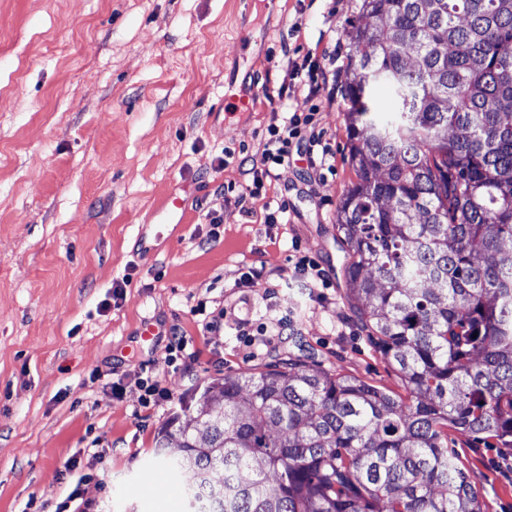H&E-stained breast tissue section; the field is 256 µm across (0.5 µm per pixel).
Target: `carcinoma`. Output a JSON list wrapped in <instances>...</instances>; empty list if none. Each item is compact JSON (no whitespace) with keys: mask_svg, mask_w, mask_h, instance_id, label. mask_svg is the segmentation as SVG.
Segmentation results:
<instances>
[{"mask_svg":"<svg viewBox=\"0 0 512 512\" xmlns=\"http://www.w3.org/2000/svg\"><path fill=\"white\" fill-rule=\"evenodd\" d=\"M348 39L344 277L407 398L292 358L207 386L155 444L187 512H482L448 429L512 447V0H361Z\"/></svg>","mask_w":512,"mask_h":512,"instance_id":"carcinoma-1","label":"carcinoma"}]
</instances>
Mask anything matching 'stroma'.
Segmentation results:
<instances>
[{
	"mask_svg": "<svg viewBox=\"0 0 512 512\" xmlns=\"http://www.w3.org/2000/svg\"><path fill=\"white\" fill-rule=\"evenodd\" d=\"M359 4L0 0V512H75V488L95 512H183L158 432L208 384L296 355L238 335L289 309L324 371L401 392L354 313L336 225L356 180L343 84ZM307 56L327 72L313 96L291 74ZM283 88L292 109L317 108L331 166L298 157L260 198L224 201L222 187L251 185ZM174 193L183 220L168 224L156 213ZM282 198L290 223H265ZM296 244L330 287L279 288ZM252 268L265 284L240 287ZM201 304L223 307V335L203 330ZM147 377L168 402L142 406ZM448 445L483 512H512V448L453 431ZM150 475L176 494L140 492Z\"/></svg>",
	"mask_w": 512,
	"mask_h": 512,
	"instance_id": "1",
	"label": "stroma"
}]
</instances>
